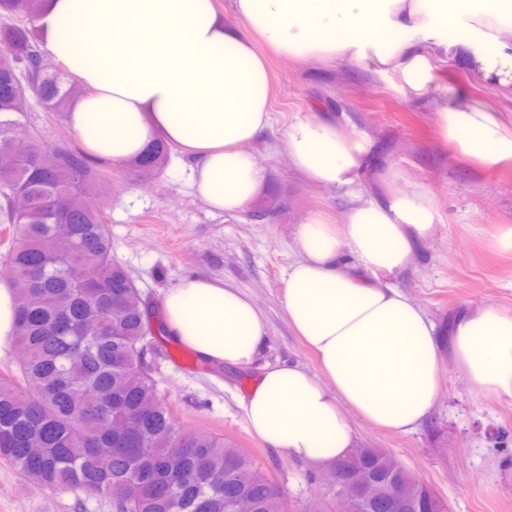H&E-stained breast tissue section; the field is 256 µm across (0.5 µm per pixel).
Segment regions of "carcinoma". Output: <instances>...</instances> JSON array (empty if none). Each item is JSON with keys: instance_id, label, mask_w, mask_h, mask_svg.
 I'll list each match as a JSON object with an SVG mask.
<instances>
[{"instance_id": "carcinoma-1", "label": "carcinoma", "mask_w": 512, "mask_h": 512, "mask_svg": "<svg viewBox=\"0 0 512 512\" xmlns=\"http://www.w3.org/2000/svg\"><path fill=\"white\" fill-rule=\"evenodd\" d=\"M40 0H0V165L5 221L15 225L8 258L17 294L14 341L25 358L19 377L0 382V459L30 481L55 492L102 493L118 512H234L239 499L254 512H284L277 484L237 448L214 434L184 428L157 400L158 383L146 359L155 311L125 270L112 264L104 213L84 203L96 179L80 149H61L16 135L27 96L51 112H67L80 89L63 70L41 74L24 96L4 85L32 76L44 56L37 38ZM159 146L137 163L165 165ZM69 239L68 252L59 238ZM125 429L112 431V422ZM346 482L341 493L356 512H386L384 496L403 491L410 512H447L427 484L382 448L358 446L336 462ZM373 475L380 495L364 497L359 473Z\"/></svg>"}]
</instances>
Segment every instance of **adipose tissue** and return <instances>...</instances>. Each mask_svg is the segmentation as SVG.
<instances>
[{
    "mask_svg": "<svg viewBox=\"0 0 512 512\" xmlns=\"http://www.w3.org/2000/svg\"><path fill=\"white\" fill-rule=\"evenodd\" d=\"M234 13L232 25L214 0H41L44 46L81 88L66 122L83 149L123 164L169 145L192 159V186L209 209L240 211L265 179L249 149L271 124L259 39L301 62H374L412 98L430 91L435 45L512 95V0H234ZM447 95L442 135L483 165L512 163V115L454 85ZM282 143L295 172L342 192L348 206L342 224L317 214L297 226L288 268L285 316L319 371L263 366L241 402L248 431L288 456L329 465L355 445L347 412L414 431L446 364L485 394L512 399L511 311L485 305L461 314L445 347L423 308L389 281L433 235L434 201L418 191L370 196L360 176L374 140L345 118L295 117ZM161 311L168 334L208 364L253 366L267 341L263 312L216 279H182Z\"/></svg>",
    "mask_w": 512,
    "mask_h": 512,
    "instance_id": "ef3b65f1",
    "label": "adipose tissue"
}]
</instances>
